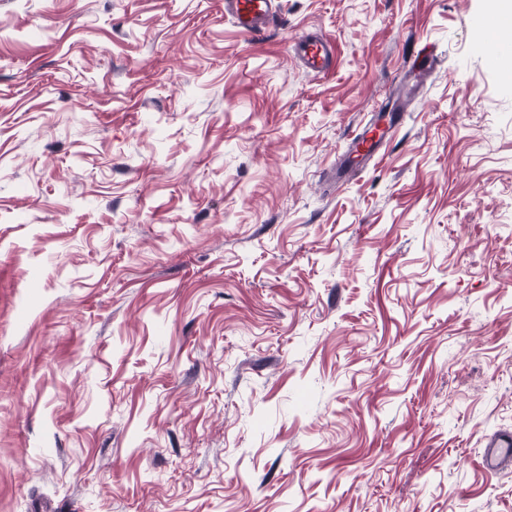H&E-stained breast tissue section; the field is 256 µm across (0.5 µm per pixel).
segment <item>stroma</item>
I'll return each instance as SVG.
<instances>
[{
	"label": "stroma",
	"mask_w": 512,
	"mask_h": 512,
	"mask_svg": "<svg viewBox=\"0 0 512 512\" xmlns=\"http://www.w3.org/2000/svg\"><path fill=\"white\" fill-rule=\"evenodd\" d=\"M277 4L0 0V512H512L493 2ZM275 0H225L224 10L237 22L243 36L250 37L267 26L275 14ZM293 50L307 71L320 73L334 67V47L319 37L305 36L294 43ZM512 461V433L503 432L492 437L484 448L482 462L491 470H496Z\"/></svg>",
	"instance_id": "1"
}]
</instances>
